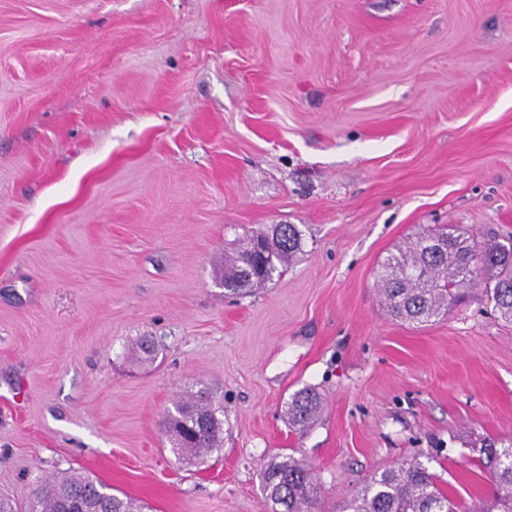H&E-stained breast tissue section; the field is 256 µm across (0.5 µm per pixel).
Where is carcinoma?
I'll list each match as a JSON object with an SVG mask.
<instances>
[{
  "label": "carcinoma",
  "instance_id": "1",
  "mask_svg": "<svg viewBox=\"0 0 512 512\" xmlns=\"http://www.w3.org/2000/svg\"><path fill=\"white\" fill-rule=\"evenodd\" d=\"M300 248L301 234L295 225H276L264 233L268 272L240 273L250 259L239 250L224 263V288L239 294L251 283L273 280ZM476 258L479 265L474 266ZM376 283L389 312L409 324L427 323L446 313L449 305L476 288L482 289L480 299L493 305L497 318L512 324V239L479 244L467 228L453 224L425 231L385 259ZM157 354L155 343L147 338L132 351L141 361H151ZM318 407V395L302 390L288 403V422L304 427ZM223 425L207 393L199 390L175 407L165 428L177 455L196 464L205 453L221 447ZM479 464L494 485L493 508L488 512H512V440L506 444L485 441ZM102 487L76 469L58 472L36 488L23 508L0 495V512H29L32 507L37 512H64L74 494L80 496L84 512H142L131 499ZM261 489L271 512H314L321 497L313 469L292 456L264 468ZM342 512H460V508L442 492L434 474L411 461L375 474L350 497Z\"/></svg>",
  "mask_w": 512,
  "mask_h": 512
}]
</instances>
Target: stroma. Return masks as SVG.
<instances>
[{"instance_id":"stroma-1","label":"stroma","mask_w":512,"mask_h":512,"mask_svg":"<svg viewBox=\"0 0 512 512\" xmlns=\"http://www.w3.org/2000/svg\"><path fill=\"white\" fill-rule=\"evenodd\" d=\"M274 224L301 253L228 294ZM444 224L512 235V0H0V493L81 469L145 512H268L290 455L337 512L415 459L481 512L512 324L470 298L414 328L375 284ZM201 389L223 443L191 466L164 420ZM264 244V252L266 261L269 264V270L265 275H254L251 273L242 274L239 269L243 264H249V255L245 250H237L229 263L225 259L224 263V288L233 294H239L246 290L242 288L254 282L272 281L275 275L281 276L283 267L295 256L301 248V234L297 227L293 224H276L272 229L262 234L255 235L250 242V254L256 253L258 256L257 268H262V245ZM319 403V397L314 391L305 389L298 392L288 403V422L294 426H306L314 419Z\"/></svg>"}]
</instances>
